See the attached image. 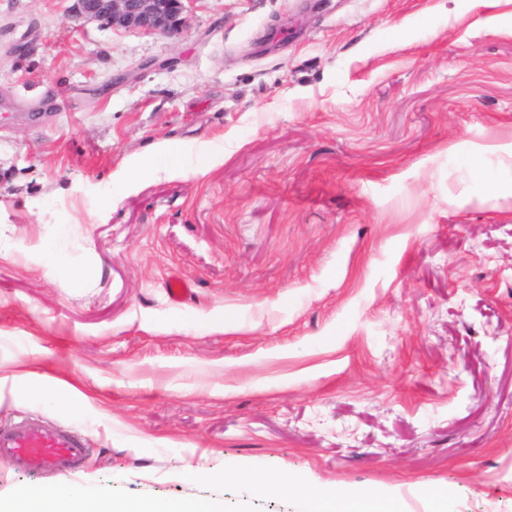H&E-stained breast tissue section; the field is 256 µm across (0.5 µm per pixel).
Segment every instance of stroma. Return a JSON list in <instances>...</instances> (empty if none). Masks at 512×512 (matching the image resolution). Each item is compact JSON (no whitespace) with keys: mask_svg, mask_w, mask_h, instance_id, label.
<instances>
[{"mask_svg":"<svg viewBox=\"0 0 512 512\" xmlns=\"http://www.w3.org/2000/svg\"><path fill=\"white\" fill-rule=\"evenodd\" d=\"M184 4L169 37L0 0V426L90 448L68 474L0 458V498L296 512L244 467L512 512V157L471 161L512 142V0ZM163 142L179 169L102 205Z\"/></svg>","mask_w":512,"mask_h":512,"instance_id":"1","label":"stroma"}]
</instances>
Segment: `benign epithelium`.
Returning a JSON list of instances; mask_svg holds the SVG:
<instances>
[{
  "label": "benign epithelium",
  "mask_w": 512,
  "mask_h": 512,
  "mask_svg": "<svg viewBox=\"0 0 512 512\" xmlns=\"http://www.w3.org/2000/svg\"><path fill=\"white\" fill-rule=\"evenodd\" d=\"M76 13L86 21L154 34L175 36L188 27L184 0H77Z\"/></svg>",
  "instance_id": "benign-epithelium-1"
}]
</instances>
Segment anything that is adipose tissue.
Wrapping results in <instances>:
<instances>
[{"label": "adipose tissue", "mask_w": 512, "mask_h": 512, "mask_svg": "<svg viewBox=\"0 0 512 512\" xmlns=\"http://www.w3.org/2000/svg\"><path fill=\"white\" fill-rule=\"evenodd\" d=\"M180 156L172 145L157 148L152 154L138 157L132 166L120 172L116 183L122 188L136 187L144 173H172L179 166ZM225 478L244 482L254 492L275 487L295 498L298 512H399L389 497L362 491L356 494L335 496L323 487L306 486L285 473L269 479H260L244 468H233L224 473ZM0 512H210L208 506L195 500L159 505L151 501L112 502L91 498L85 488L77 483L66 485L59 496L49 497L32 488H21L13 499L0 500Z\"/></svg>", "instance_id": "obj_1"}]
</instances>
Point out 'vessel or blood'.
<instances>
[{
    "mask_svg": "<svg viewBox=\"0 0 512 512\" xmlns=\"http://www.w3.org/2000/svg\"><path fill=\"white\" fill-rule=\"evenodd\" d=\"M87 455L85 439L64 427L46 426L26 416L0 427V457L25 472L72 473Z\"/></svg>",
    "mask_w": 512,
    "mask_h": 512,
    "instance_id": "vessel-or-blood-1",
    "label": "vessel or blood"
}]
</instances>
